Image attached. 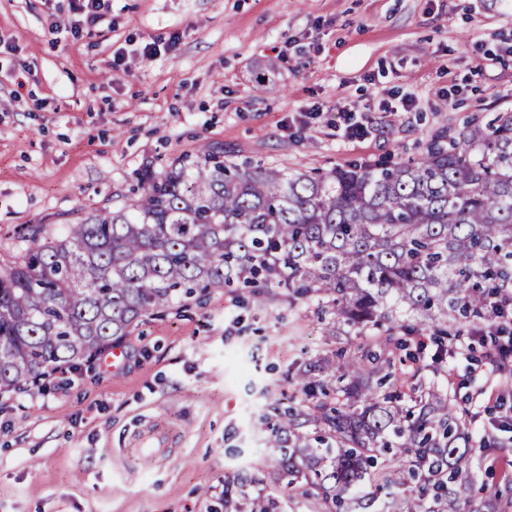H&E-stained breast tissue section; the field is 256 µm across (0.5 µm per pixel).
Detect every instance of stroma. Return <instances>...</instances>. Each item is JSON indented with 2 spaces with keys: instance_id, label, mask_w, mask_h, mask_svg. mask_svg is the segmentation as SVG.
Returning a JSON list of instances; mask_svg holds the SVG:
<instances>
[{
  "instance_id": "stroma-1",
  "label": "stroma",
  "mask_w": 512,
  "mask_h": 512,
  "mask_svg": "<svg viewBox=\"0 0 512 512\" xmlns=\"http://www.w3.org/2000/svg\"><path fill=\"white\" fill-rule=\"evenodd\" d=\"M71 14V0H0V260L33 227L124 205L144 166L206 142L332 170L415 159L471 116L512 112V0H107L91 31L55 28ZM408 94L411 111L379 112ZM340 103L362 111L366 140H344ZM303 108L316 116L291 137ZM357 342L326 335L316 303L283 288L246 303L212 290L144 318L116 339L119 372L100 351L0 395V512H215L239 475L282 512H332L321 490L277 483L263 421L309 406L299 367L351 359ZM468 343L426 379L475 401L471 433L505 441L476 453L470 492L512 512V372ZM159 435L167 447L145 453Z\"/></svg>"
}]
</instances>
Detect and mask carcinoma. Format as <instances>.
Instances as JSON below:
<instances>
[{
  "mask_svg": "<svg viewBox=\"0 0 512 512\" xmlns=\"http://www.w3.org/2000/svg\"><path fill=\"white\" fill-rule=\"evenodd\" d=\"M136 180L127 205L34 233L0 266V395L198 291L286 288L317 301L327 335L380 350L345 365L321 358L301 374L312 397L327 395L316 371L346 384L335 406L278 415L268 441L288 490L331 479L336 512H358L365 497L353 490L398 484L393 512H457L472 476L469 409L424 382L428 366L414 357L406 403L380 388L417 336L448 339L439 362L467 334L492 365L512 340V112L441 132L419 158L393 164L286 171L208 143ZM311 421L336 448L311 445ZM277 508L271 495L242 502L224 491V512Z\"/></svg>",
  "mask_w": 512,
  "mask_h": 512,
  "instance_id": "obj_1",
  "label": "carcinoma"
}]
</instances>
